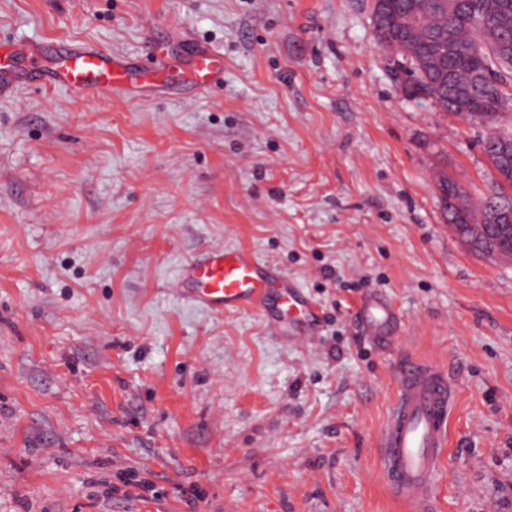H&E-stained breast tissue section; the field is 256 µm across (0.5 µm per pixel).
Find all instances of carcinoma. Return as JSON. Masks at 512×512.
Listing matches in <instances>:
<instances>
[{"label":"carcinoma","mask_w":512,"mask_h":512,"mask_svg":"<svg viewBox=\"0 0 512 512\" xmlns=\"http://www.w3.org/2000/svg\"><path fill=\"white\" fill-rule=\"evenodd\" d=\"M413 14L422 26L413 33L411 55L402 56L405 71L417 76L412 93L431 101L442 112L469 117L482 123L494 121L512 106V50L504 55L500 46L512 43V0H386L375 9V33L379 46L402 37L397 19ZM512 144V132H498L484 141V151L497 176L505 163L502 145ZM507 182L495 181L492 192L473 203L459 185L442 178L443 200L460 197L464 204L446 208L448 223L482 224L485 213L512 206Z\"/></svg>","instance_id":"obj_1"}]
</instances>
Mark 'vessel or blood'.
Wrapping results in <instances>:
<instances>
[{"instance_id": "b4317fda", "label": "vessel or blood", "mask_w": 512, "mask_h": 512, "mask_svg": "<svg viewBox=\"0 0 512 512\" xmlns=\"http://www.w3.org/2000/svg\"><path fill=\"white\" fill-rule=\"evenodd\" d=\"M7 62L0 64V83L24 78L64 88L71 96L106 98L119 87L149 83L106 49L55 41L41 45L8 43ZM161 73L182 74L198 91L208 90L224 70V56L214 47H195L184 55L165 57ZM177 282L195 302L211 310H274L277 319L291 318L300 337L314 334L316 311L295 280L260 263L246 249L213 247L181 270ZM358 323L374 343L394 339L398 315L380 295L366 296ZM452 385L445 369L430 359L409 354L396 365L395 392L380 436L381 473L391 497L407 512H430L437 478L447 455Z\"/></svg>"}]
</instances>
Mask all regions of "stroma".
Masks as SVG:
<instances>
[{"label": "stroma", "instance_id": "obj_1", "mask_svg": "<svg viewBox=\"0 0 512 512\" xmlns=\"http://www.w3.org/2000/svg\"><path fill=\"white\" fill-rule=\"evenodd\" d=\"M375 0H0V43L130 66L197 43L224 75L76 99L0 92V512H406L380 475L394 366L454 388L434 512H512V257L450 231L512 128L411 97ZM246 248L318 305L312 340L175 288ZM401 320L388 345L356 312ZM357 320L364 334L374 343H390L396 337L398 315L383 296H366L357 311Z\"/></svg>", "mask_w": 512, "mask_h": 512}]
</instances>
